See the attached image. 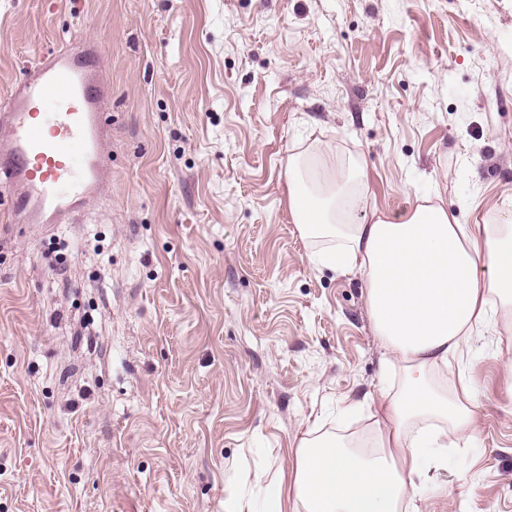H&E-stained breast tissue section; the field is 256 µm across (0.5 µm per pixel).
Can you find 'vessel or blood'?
<instances>
[{"label":"vessel or blood","instance_id":"1","mask_svg":"<svg viewBox=\"0 0 512 512\" xmlns=\"http://www.w3.org/2000/svg\"><path fill=\"white\" fill-rule=\"evenodd\" d=\"M105 95L96 70L55 51L0 101V137L10 158L0 178L15 191L23 223L76 216L109 172Z\"/></svg>","mask_w":512,"mask_h":512}]
</instances>
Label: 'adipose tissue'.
I'll return each instance as SVG.
<instances>
[{
    "label": "adipose tissue",
    "mask_w": 512,
    "mask_h": 512,
    "mask_svg": "<svg viewBox=\"0 0 512 512\" xmlns=\"http://www.w3.org/2000/svg\"><path fill=\"white\" fill-rule=\"evenodd\" d=\"M366 195L358 171L344 184L328 177L291 190L289 204L305 234L336 238L319 258L324 268L361 274L374 331L404 366V387L381 395L371 451L301 440L293 496L273 482L259 510L237 502L225 512H288L292 500L303 512H415L413 474L437 449L477 436L473 392L439 395L429 377L447 371L482 327L512 318V203L473 224L431 202L364 220Z\"/></svg>",
    "instance_id": "1"
}]
</instances>
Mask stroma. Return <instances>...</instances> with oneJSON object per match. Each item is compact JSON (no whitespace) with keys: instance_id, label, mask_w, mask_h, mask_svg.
Instances as JSON below:
<instances>
[{"instance_id":"stroma-1","label":"stroma","mask_w":512,"mask_h":512,"mask_svg":"<svg viewBox=\"0 0 512 512\" xmlns=\"http://www.w3.org/2000/svg\"><path fill=\"white\" fill-rule=\"evenodd\" d=\"M60 49L105 82L112 183L52 228L0 185V512L260 502L404 379L361 275L316 266L337 241L296 224L290 166L363 169L393 215L512 198V0H0V100ZM511 360L501 323L437 376L475 386L479 439L414 475L420 512H512Z\"/></svg>"}]
</instances>
